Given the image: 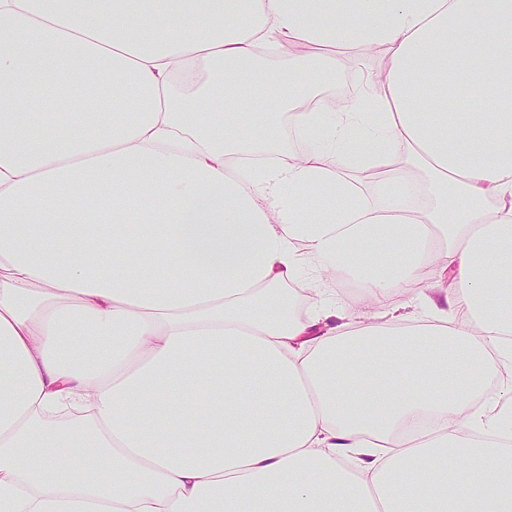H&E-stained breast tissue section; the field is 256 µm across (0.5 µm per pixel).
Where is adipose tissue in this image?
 I'll return each mask as SVG.
<instances>
[{"label":"adipose tissue","instance_id":"1","mask_svg":"<svg viewBox=\"0 0 512 512\" xmlns=\"http://www.w3.org/2000/svg\"><path fill=\"white\" fill-rule=\"evenodd\" d=\"M0 512H512V0H0ZM362 53L363 51H348L343 55V61L347 62L352 74H354V70L359 63H361V65L357 69L356 74L360 71L376 72L383 68L385 63V53L383 49H372L366 55ZM43 90L45 92L47 112H60L68 107L77 105V88H72L66 93H60L49 87L48 83L44 81Z\"/></svg>","mask_w":512,"mask_h":512}]
</instances>
